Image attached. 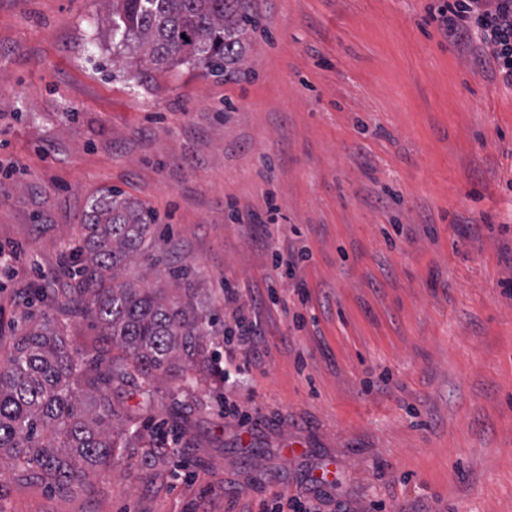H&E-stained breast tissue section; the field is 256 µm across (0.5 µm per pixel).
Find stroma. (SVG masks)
I'll use <instances>...</instances> for the list:
<instances>
[{"mask_svg":"<svg viewBox=\"0 0 512 512\" xmlns=\"http://www.w3.org/2000/svg\"><path fill=\"white\" fill-rule=\"evenodd\" d=\"M441 0H249L228 80L117 60L103 0H0V338L68 292L94 199L153 214L122 278L261 330L240 384L128 379L123 453L88 487L0 479V512H512V92ZM308 250L274 276L265 238ZM161 265H153V258ZM310 297L300 302L298 281ZM237 288L238 304L224 300Z\"/></svg>","mask_w":512,"mask_h":512,"instance_id":"obj_1","label":"stroma"}]
</instances>
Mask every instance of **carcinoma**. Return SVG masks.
Returning <instances> with one entry per match:
<instances>
[{
  "label": "carcinoma",
  "instance_id": "obj_1",
  "mask_svg": "<svg viewBox=\"0 0 512 512\" xmlns=\"http://www.w3.org/2000/svg\"><path fill=\"white\" fill-rule=\"evenodd\" d=\"M112 39L142 49L159 67L197 64L231 76L245 63L248 31L262 24L246 0H105ZM84 248L61 273L73 288L53 305L100 324L101 342L118 354L80 362L78 350L49 320L12 338L0 360V469L69 489L111 466L120 450L112 427V383L170 378L182 389L216 374L206 338L219 316L196 301L190 272H172L178 294L120 279L152 234L141 203L109 190L81 225Z\"/></svg>",
  "mask_w": 512,
  "mask_h": 512
}]
</instances>
